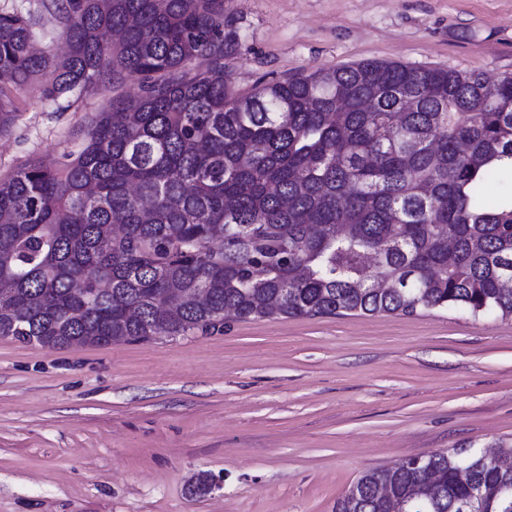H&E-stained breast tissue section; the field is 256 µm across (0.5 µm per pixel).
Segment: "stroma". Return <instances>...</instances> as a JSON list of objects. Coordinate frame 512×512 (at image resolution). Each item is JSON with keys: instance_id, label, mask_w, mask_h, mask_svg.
<instances>
[{"instance_id": "35a3bbf8", "label": "stroma", "mask_w": 512, "mask_h": 512, "mask_svg": "<svg viewBox=\"0 0 512 512\" xmlns=\"http://www.w3.org/2000/svg\"><path fill=\"white\" fill-rule=\"evenodd\" d=\"M236 90L377 60L512 74V0H228ZM104 102L38 88L0 175L73 151ZM512 446V320L455 309L229 321L48 349L0 338V512H333L367 469ZM208 477L211 490L192 488Z\"/></svg>"}]
</instances>
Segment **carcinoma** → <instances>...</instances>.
<instances>
[{"mask_svg":"<svg viewBox=\"0 0 512 512\" xmlns=\"http://www.w3.org/2000/svg\"><path fill=\"white\" fill-rule=\"evenodd\" d=\"M66 51L33 47L42 16ZM224 0H39L0 13V133L38 83L105 94L64 159L0 178V337L62 349L224 322L457 308L512 319V75L377 61L234 89ZM134 77L140 93L118 88ZM457 452L369 470L335 512H512ZM438 476L432 489L426 473Z\"/></svg>","mask_w":512,"mask_h":512,"instance_id":"cac0c4a2","label":"carcinoma"}]
</instances>
